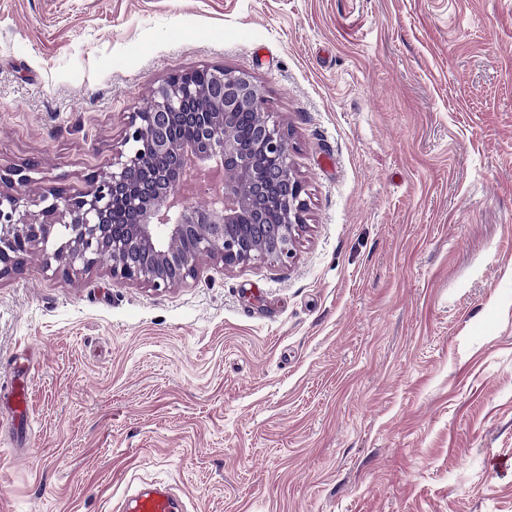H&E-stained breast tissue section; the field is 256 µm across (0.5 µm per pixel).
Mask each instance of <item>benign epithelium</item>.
<instances>
[{"instance_id":"7a95c632","label":"benign epithelium","mask_w":512,"mask_h":512,"mask_svg":"<svg viewBox=\"0 0 512 512\" xmlns=\"http://www.w3.org/2000/svg\"><path fill=\"white\" fill-rule=\"evenodd\" d=\"M261 85L223 67L170 77L150 104L132 112L125 129L129 155L90 176L92 188L50 189L41 218L17 216L29 183L21 169L0 172V276L20 256L54 241L43 254L49 269L85 270L110 259L112 279L156 288L197 275L200 256L232 269L258 257L293 256L308 202L296 177L285 132L263 110ZM255 112L251 150L238 148L239 112ZM205 167L214 183L206 207L192 206V172Z\"/></svg>"}]
</instances>
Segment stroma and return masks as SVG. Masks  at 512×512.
Here are the masks:
<instances>
[{"label": "stroma", "instance_id": "stroma-1", "mask_svg": "<svg viewBox=\"0 0 512 512\" xmlns=\"http://www.w3.org/2000/svg\"><path fill=\"white\" fill-rule=\"evenodd\" d=\"M207 66L262 86L307 227L177 288L0 277V512H512V0H0L21 211ZM183 502L168 486L160 483L148 485L126 499L123 512H185Z\"/></svg>", "mask_w": 512, "mask_h": 512}]
</instances>
